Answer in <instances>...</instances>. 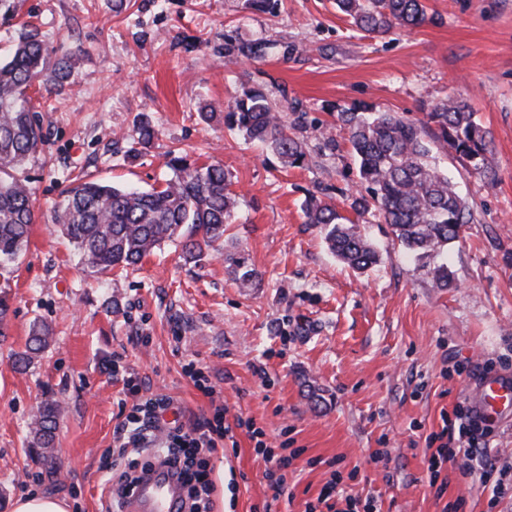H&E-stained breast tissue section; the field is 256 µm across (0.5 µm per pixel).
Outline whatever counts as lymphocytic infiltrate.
Listing matches in <instances>:
<instances>
[{"mask_svg":"<svg viewBox=\"0 0 512 512\" xmlns=\"http://www.w3.org/2000/svg\"><path fill=\"white\" fill-rule=\"evenodd\" d=\"M112 373L123 382L122 392L130 405L113 433L112 452L121 461L115 469L110 487L112 498L124 496L141 470L154 462L175 468L186 489L181 512H213L212 495L215 487L211 474L212 458L220 446L235 442L237 432H244L254 443L256 455L266 464L265 477L274 491H281L284 473L299 455L287 446L271 447L264 439V430L254 419L236 417L227 422L225 407H213L210 413L195 418L190 424L167 420V413L177 412L175 400L166 394L152 392L142 378L129 372L122 355L112 357ZM439 431L426 435L431 447L428 470L436 480V497H443L446 484L438 480L444 466L460 462L465 471L480 468L484 479L493 480V496H501L502 482L494 481L498 468L487 446L492 434L478 414L463 404H456L452 413L442 414ZM357 471L342 474L332 470L327 488L318 498L327 512H379L377 498L366 500L348 493V480L356 479Z\"/></svg>","mask_w":512,"mask_h":512,"instance_id":"obj_1","label":"lymphocytic infiltrate"}]
</instances>
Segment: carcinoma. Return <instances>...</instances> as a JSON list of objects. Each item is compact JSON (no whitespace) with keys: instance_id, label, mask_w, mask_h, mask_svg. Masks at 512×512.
<instances>
[{"instance_id":"carcinoma-1","label":"carcinoma","mask_w":512,"mask_h":512,"mask_svg":"<svg viewBox=\"0 0 512 512\" xmlns=\"http://www.w3.org/2000/svg\"><path fill=\"white\" fill-rule=\"evenodd\" d=\"M336 6L369 34L386 35L437 21L425 0H336ZM269 48L266 42L225 44L227 55L248 59L263 57ZM70 72V58H52L37 32L0 59V272L26 248L34 222L30 191L16 175L44 142L39 113L30 105L27 90L37 82L60 86ZM287 110L272 90L258 84L224 108V126L264 146L286 167L335 155L336 138L330 131L317 129L310 147L303 135L304 113L290 123L283 115ZM338 120L347 130L361 186L349 198L356 216L379 213L400 245L420 258L460 239L462 227L473 223L475 215L453 188L427 137L465 161L469 172L490 175L491 132L475 120L467 102L437 105L424 120L368 108L342 110ZM154 137V127L143 121L133 141L147 145ZM169 169L164 184L150 190L81 179L64 190L55 220L87 268L104 274L135 266L166 241L179 242L183 258L194 261L224 237V225L233 223L238 204L224 168L194 166L173 155ZM301 209L306 223L319 227L336 258L357 271L378 262L367 236L338 213L326 193L308 195ZM224 261L242 287L259 282L258 271L244 255L227 252ZM49 333L48 325L34 323L25 349L12 353L15 363L27 367L46 348ZM58 413L59 404L48 399L35 416L29 446L43 457L54 448Z\"/></svg>"}]
</instances>
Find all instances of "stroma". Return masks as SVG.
Returning <instances> with one entry per match:
<instances>
[{
  "instance_id": "stroma-1",
  "label": "stroma",
  "mask_w": 512,
  "mask_h": 512,
  "mask_svg": "<svg viewBox=\"0 0 512 512\" xmlns=\"http://www.w3.org/2000/svg\"><path fill=\"white\" fill-rule=\"evenodd\" d=\"M7 3L0 57L35 30L55 56H71L73 68L61 90L29 91L46 138L17 172L32 193L29 244L9 279L0 278L9 305L0 336V512L23 497L29 471L42 477L39 494L64 499L68 512H100L101 463L122 388L105 365L116 353L152 391L177 400L185 422L207 412L210 400L182 367L206 363L230 415L255 419L270 445L289 437L300 448L285 474L288 497L275 501L263 460L238 433L236 452L212 460L213 512H250L266 501L271 512H305L335 459L342 472L358 469L353 495H378L380 512H442L459 497L465 512H512V490L490 505L478 475L451 466L448 490L436 499L422 439L440 426L441 410L472 405L480 382L512 378V0H429L438 24L382 38L356 30L334 0H279L272 13L247 0ZM229 39L275 47L250 61L225 54ZM255 83L304 112L308 127L330 128L335 156L286 168L202 117L203 108L223 111ZM451 99L468 102L493 135L491 178L440 157L474 223L439 255L418 260L370 213L359 227L379 264L363 272L343 265L301 211L306 193L330 186L338 211L352 214L346 198L359 183L338 110L371 106L422 118ZM144 118L157 136L136 148L132 135ZM174 152L231 177L239 204L221 250L187 263L167 243L106 275L78 264L54 223L70 177L148 189L169 177ZM228 250L256 268L258 287H239L224 263ZM443 262L449 288L432 274ZM36 321L50 327L49 344L18 368L11 354ZM140 336L149 344H137ZM47 399L60 411L55 447L43 458L27 442ZM379 449L388 461L372 462ZM234 470L247 480L233 494Z\"/></svg>"
}]
</instances>
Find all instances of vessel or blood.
Instances as JSON below:
<instances>
[{
	"mask_svg": "<svg viewBox=\"0 0 512 512\" xmlns=\"http://www.w3.org/2000/svg\"><path fill=\"white\" fill-rule=\"evenodd\" d=\"M481 418L498 421L512 410V381L490 378L482 382L475 397ZM185 496L179 477L168 468L153 464L141 472L132 491L119 504V512H177Z\"/></svg>",
	"mask_w": 512,
	"mask_h": 512,
	"instance_id": "obj_1",
	"label": "vessel or blood"
}]
</instances>
